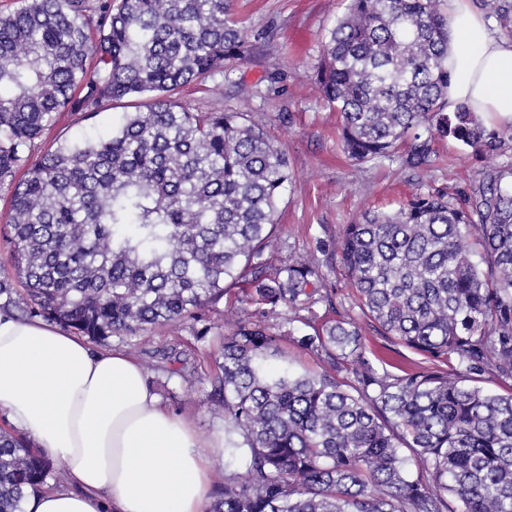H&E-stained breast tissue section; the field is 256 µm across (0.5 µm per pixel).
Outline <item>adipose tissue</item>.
<instances>
[{
	"label": "adipose tissue",
	"mask_w": 512,
	"mask_h": 512,
	"mask_svg": "<svg viewBox=\"0 0 512 512\" xmlns=\"http://www.w3.org/2000/svg\"><path fill=\"white\" fill-rule=\"evenodd\" d=\"M449 103L489 127L512 126V40L495 35L472 0H445ZM0 414L63 463L66 487L31 496L25 512H206L205 435L171 413L141 364L122 350L39 318L0 311Z\"/></svg>",
	"instance_id": "obj_1"
}]
</instances>
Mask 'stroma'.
<instances>
[{
    "instance_id": "stroma-1",
    "label": "stroma",
    "mask_w": 512,
    "mask_h": 512,
    "mask_svg": "<svg viewBox=\"0 0 512 512\" xmlns=\"http://www.w3.org/2000/svg\"><path fill=\"white\" fill-rule=\"evenodd\" d=\"M346 7L347 0H233L237 17L249 30L260 33L259 42L244 61L234 65L233 81L222 94L193 84L180 94L182 104L192 112L232 108L249 113L286 153L292 179L278 203L277 239L266 252L275 268L299 261L321 262L317 241L338 239L344 226L356 222L367 209H394L416 194L438 189L467 191L493 167L512 163V154L492 158L451 138L435 141L441 160L429 169L409 170L389 160L357 163L348 159L339 140V116L328 107L315 82L324 36ZM123 113L119 105L93 115L62 113L43 135L41 147L46 150L65 141L107 134ZM316 286L334 290L339 315L358 320L369 347L382 352L384 341L362 320L343 273L324 270ZM250 312V307H232L222 301L206 308L201 321L115 337L109 345L139 361L152 391L168 409L205 434H217L224 430V419L206 402L210 390L206 374L221 338L213 331L199 340L195 333L201 325L226 323ZM176 358L193 376L190 382L173 383L167 390L161 385L159 369ZM265 364L273 371L294 373L321 367L316 354L292 342L271 350Z\"/></svg>"
}]
</instances>
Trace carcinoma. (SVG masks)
<instances>
[{"label": "carcinoma", "mask_w": 512, "mask_h": 512, "mask_svg": "<svg viewBox=\"0 0 512 512\" xmlns=\"http://www.w3.org/2000/svg\"><path fill=\"white\" fill-rule=\"evenodd\" d=\"M443 0H349L315 81L358 163L430 168L451 137L489 155L512 131L449 105ZM512 38V0H475ZM260 35L230 0H21L0 11V185L10 189L12 275L0 309L106 343L199 321L232 293L253 308L222 334L209 401L231 463L208 512H512V165L457 200L418 194L320 240L378 335L426 366L379 369L352 318L272 331L279 307L310 304L309 262L272 270L286 154L246 112H190L180 89L231 81ZM135 100L99 140H38L61 112ZM20 284L17 289L14 284ZM292 341L324 358L271 373ZM493 377L503 392L480 386ZM64 470L0 428V512ZM459 503L450 508L448 499Z\"/></svg>", "instance_id": "1"}]
</instances>
